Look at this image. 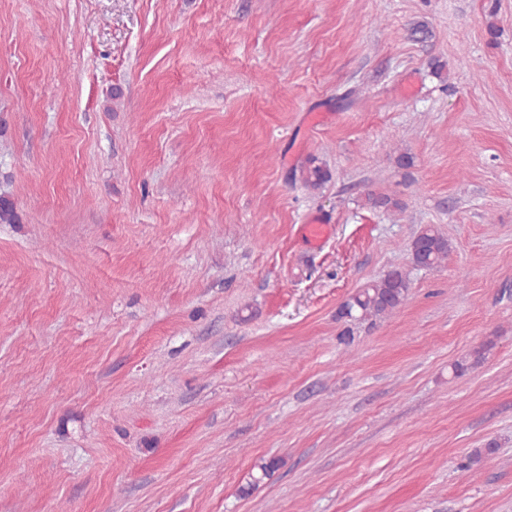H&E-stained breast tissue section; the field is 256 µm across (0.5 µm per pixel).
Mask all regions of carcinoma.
<instances>
[{
	"instance_id": "carcinoma-1",
	"label": "carcinoma",
	"mask_w": 512,
	"mask_h": 512,
	"mask_svg": "<svg viewBox=\"0 0 512 512\" xmlns=\"http://www.w3.org/2000/svg\"><path fill=\"white\" fill-rule=\"evenodd\" d=\"M330 178L327 168L321 165H309L303 172L306 187L318 190ZM366 204L372 209L383 211H401L404 204L401 199L384 194L370 193L366 196ZM22 218L16 204L7 191L0 190V224H19ZM449 251L448 239L431 225L420 228L412 242L413 266L433 270L441 266L447 259ZM411 279L408 271L395 269L379 280L371 281L358 289L339 309L340 316L353 321L384 318L399 310L410 295ZM281 465L278 459H269L255 465L256 472L251 475L243 493L255 488L262 480L269 477Z\"/></svg>"
}]
</instances>
